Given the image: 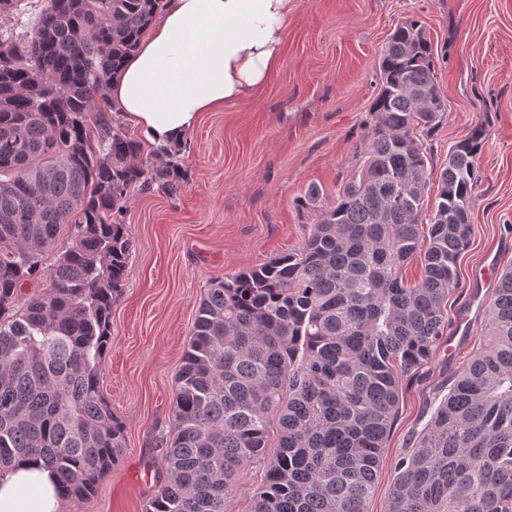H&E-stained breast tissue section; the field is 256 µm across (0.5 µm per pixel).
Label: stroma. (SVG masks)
<instances>
[{"mask_svg":"<svg viewBox=\"0 0 512 512\" xmlns=\"http://www.w3.org/2000/svg\"><path fill=\"white\" fill-rule=\"evenodd\" d=\"M279 68L246 98L204 113L182 154L186 180L175 196L134 191L123 215L133 250L112 304L100 383L125 424L121 458L92 495L63 500L61 512H145L172 438L175 381L197 308L212 281L297 250L317 212L299 198L309 185L325 202L359 163L377 60L393 29L416 19L437 60L435 83L448 104L428 138V168L487 122L472 190V237L459 258L468 323L446 333L421 381L409 382L386 443L367 512H386L399 454L430 418L429 401L483 339L474 298L492 289L483 265L512 263V0H294Z\"/></svg>","mask_w":512,"mask_h":512,"instance_id":"obj_1","label":"stroma"}]
</instances>
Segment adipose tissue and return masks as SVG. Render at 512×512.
I'll list each match as a JSON object with an SVG mask.
<instances>
[{"instance_id":"obj_1","label":"adipose tissue","mask_w":512,"mask_h":512,"mask_svg":"<svg viewBox=\"0 0 512 512\" xmlns=\"http://www.w3.org/2000/svg\"><path fill=\"white\" fill-rule=\"evenodd\" d=\"M293 0H167L110 85L109 99L147 143L183 141L201 113L261 85L280 62ZM59 482L42 463L0 469V512H59Z\"/></svg>"}]
</instances>
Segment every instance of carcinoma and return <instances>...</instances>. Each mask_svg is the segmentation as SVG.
Here are the masks:
<instances>
[{"instance_id":"carcinoma-1","label":"carcinoma","mask_w":512,"mask_h":512,"mask_svg":"<svg viewBox=\"0 0 512 512\" xmlns=\"http://www.w3.org/2000/svg\"><path fill=\"white\" fill-rule=\"evenodd\" d=\"M163 7L47 0L30 37L0 34V467L41 460L65 497L94 492L124 448L100 389L132 247L122 214L135 188L174 195L186 177L181 147L143 159L100 107ZM378 70L362 161L336 201L307 189L320 221L302 247L212 283L200 302L146 512H235L257 466L248 512H367L403 385L451 324L486 137L481 122L448 150L422 245L424 139L448 106L420 21L394 29ZM67 226L70 245L46 265ZM422 248V278L407 284ZM485 337L397 459L388 512H512V268Z\"/></svg>"}]
</instances>
